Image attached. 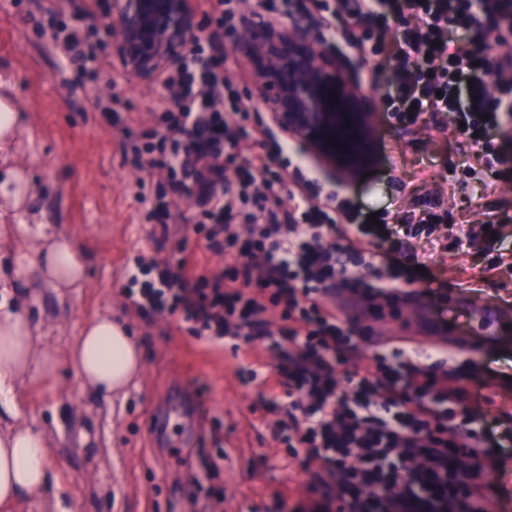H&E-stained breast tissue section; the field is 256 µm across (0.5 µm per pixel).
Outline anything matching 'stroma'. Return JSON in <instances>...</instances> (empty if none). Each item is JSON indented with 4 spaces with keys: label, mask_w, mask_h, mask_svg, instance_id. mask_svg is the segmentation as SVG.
Masks as SVG:
<instances>
[{
    "label": "stroma",
    "mask_w": 512,
    "mask_h": 512,
    "mask_svg": "<svg viewBox=\"0 0 512 512\" xmlns=\"http://www.w3.org/2000/svg\"><path fill=\"white\" fill-rule=\"evenodd\" d=\"M254 8L279 20L311 23L331 48L360 63L359 77L373 103L368 156L349 178L333 174L311 156L284 171L280 208L294 196L323 202L338 191L362 215L405 217L407 212L444 211L443 237L460 224L488 219L503 227L504 240L464 251L412 243L427 273L409 272L392 296L381 301L369 335H356L360 351L373 354L377 337L389 336L400 309L415 308L419 322L406 334L419 350L435 337L464 343L454 383L465 390L453 405L454 426L486 430L490 439L479 459L477 482L497 504L512 512V266L492 261L512 249V126L496 132L493 144L505 163L483 182L466 178L481 153L445 116L427 126L404 128L388 116L387 81L393 71L386 52H358L351 40L374 29L373 17L332 21L313 0H240L237 13ZM53 33L44 0H0V96L12 99L24 122L10 150L11 168L22 171L27 194H0V262L35 252L29 227L49 225L85 259L79 286L53 290L34 274L10 276L8 289L21 296L35 335L37 353L56 358L54 371L34 368L16 392L19 423L44 433L57 485L48 493L0 505V512H210L223 499L224 512H279V499L294 503L320 485L321 471L305 453L275 442L274 425L286 419L270 409L263 379L275 363L263 356L262 339L209 348L192 336L180 316L150 317L124 304L123 273L135 256L166 258L176 240L152 238L146 205L134 198L136 169L123 159L124 130L145 128L156 107L161 82L143 83L120 69L112 79L121 94L113 120L94 117L100 89L65 83L62 63L51 47ZM224 38V77L247 105L249 136L242 154L282 140L261 112L251 73ZM502 311L489 326L472 306ZM108 313L122 322L140 351L142 374L124 396L105 401L78 379L68 348L82 327ZM261 360L257 378L241 368ZM171 411L168 425L153 433L152 413Z\"/></svg>",
    "instance_id": "1"
}]
</instances>
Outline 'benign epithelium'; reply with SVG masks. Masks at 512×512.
<instances>
[{
	"instance_id": "benign-epithelium-1",
	"label": "benign epithelium",
	"mask_w": 512,
	"mask_h": 512,
	"mask_svg": "<svg viewBox=\"0 0 512 512\" xmlns=\"http://www.w3.org/2000/svg\"><path fill=\"white\" fill-rule=\"evenodd\" d=\"M109 26L113 57L144 82L167 77L199 29L190 0H111ZM234 48L250 67L275 128L342 174L365 162L372 100L349 58L330 50L307 26L255 9L244 14ZM330 93L337 94L333 104ZM329 137L347 148L325 145Z\"/></svg>"
}]
</instances>
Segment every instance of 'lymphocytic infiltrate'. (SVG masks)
Instances as JSON below:
<instances>
[{
  "mask_svg": "<svg viewBox=\"0 0 512 512\" xmlns=\"http://www.w3.org/2000/svg\"><path fill=\"white\" fill-rule=\"evenodd\" d=\"M411 25L393 73L389 107L399 123L415 126L425 115L445 114L480 148L486 168L499 164L488 137L500 128L501 108L489 103L488 87L512 88V62L477 55L471 43L451 37L453 28L484 29L499 21L506 0H395ZM194 39L190 53L165 81L151 124L127 133L123 155L134 168L166 171V182L138 179L139 193L153 192L149 220L163 238L193 232L203 253L238 254L231 271H210L176 248L164 260L138 262L122 290L126 305L146 315H181L204 344L225 338L262 336L277 365L267 378L268 401L285 409L287 421L273 435L289 448L304 449L323 473L347 488L338 497L311 489L291 512H492L491 502L464 476L461 458L480 454L484 437L451 425V402L459 387L435 366L396 348L375 362H349L353 333L335 306L325 303L336 284L387 294L399 274L378 264L384 231L368 223H340L347 200L329 193L325 203L300 213L280 214L275 185L282 174L274 159L294 152L273 142L269 150L242 160L259 170L262 185L247 179L238 196L224 190V155L247 136L250 115L242 100L225 95L224 23ZM98 30L75 26L62 53L76 83L109 81L99 56ZM175 192L195 201L198 212L178 224L167 201ZM354 257L374 276L364 283L345 263ZM280 313L278 329L266 327L268 310Z\"/></svg>",
  "mask_w": 512,
  "mask_h": 512,
  "instance_id": "lymphocytic-infiltrate-1",
  "label": "lymphocytic infiltrate"
}]
</instances>
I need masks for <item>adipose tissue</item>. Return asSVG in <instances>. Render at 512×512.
<instances>
[{
  "mask_svg": "<svg viewBox=\"0 0 512 512\" xmlns=\"http://www.w3.org/2000/svg\"><path fill=\"white\" fill-rule=\"evenodd\" d=\"M40 245L34 255L18 258L21 268L34 272L55 289L72 287L81 277L82 262L73 245L62 236L35 225ZM69 361L81 383L109 399L126 390L139 374L141 357L123 328L102 316L88 323L69 350ZM49 370L52 358H36L33 334L21 310H0V503L34 495L54 483L45 443L32 428L15 424L14 387L34 365Z\"/></svg>",
  "mask_w": 512,
  "mask_h": 512,
  "instance_id": "ef3b65f1",
  "label": "adipose tissue"
}]
</instances>
